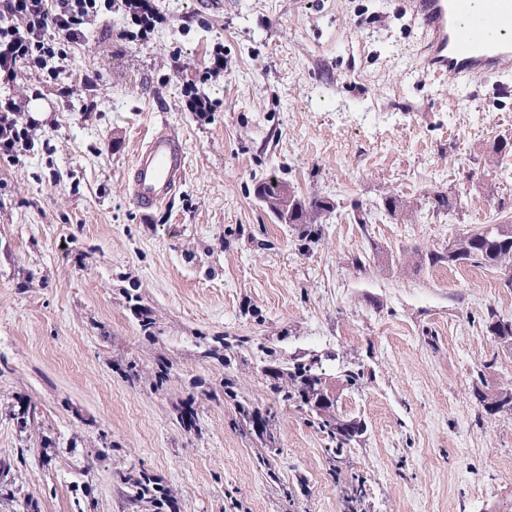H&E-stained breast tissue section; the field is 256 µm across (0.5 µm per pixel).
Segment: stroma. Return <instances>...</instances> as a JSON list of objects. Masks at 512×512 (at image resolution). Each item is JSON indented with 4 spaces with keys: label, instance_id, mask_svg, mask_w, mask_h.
Wrapping results in <instances>:
<instances>
[{
    "label": "stroma",
    "instance_id": "35a3bbf8",
    "mask_svg": "<svg viewBox=\"0 0 512 512\" xmlns=\"http://www.w3.org/2000/svg\"><path fill=\"white\" fill-rule=\"evenodd\" d=\"M151 5L29 81L39 144L0 159V512H512V412L473 396L512 385V288L428 261L512 224V72H427L405 0ZM161 124L186 177L141 210ZM271 177L332 203L316 236L257 200ZM303 364L363 428L340 455L270 390ZM186 169L182 139L162 124L135 156L128 180L132 200L144 210L162 205L183 182Z\"/></svg>",
    "mask_w": 512,
    "mask_h": 512
}]
</instances>
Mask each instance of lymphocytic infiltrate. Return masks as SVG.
<instances>
[{
    "instance_id": "obj_1",
    "label": "lymphocytic infiltrate",
    "mask_w": 512,
    "mask_h": 512,
    "mask_svg": "<svg viewBox=\"0 0 512 512\" xmlns=\"http://www.w3.org/2000/svg\"><path fill=\"white\" fill-rule=\"evenodd\" d=\"M115 6L145 24L152 18L148 0H0V159L19 161L35 147L30 126L20 120L24 81L58 80L69 46L84 42L92 20Z\"/></svg>"
}]
</instances>
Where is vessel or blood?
<instances>
[{
	"label": "vessel or blood",
	"mask_w": 512,
	"mask_h": 512,
	"mask_svg": "<svg viewBox=\"0 0 512 512\" xmlns=\"http://www.w3.org/2000/svg\"><path fill=\"white\" fill-rule=\"evenodd\" d=\"M425 33L427 67L452 77L512 70V0H406ZM187 169L182 139L168 126L152 131L135 156L131 198L149 210L167 202Z\"/></svg>",
	"instance_id": "b4317fda"
}]
</instances>
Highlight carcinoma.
Listing matches in <instances>:
<instances>
[{"mask_svg":"<svg viewBox=\"0 0 512 512\" xmlns=\"http://www.w3.org/2000/svg\"><path fill=\"white\" fill-rule=\"evenodd\" d=\"M286 187V183L276 178H269L257 185L261 190L260 198L263 200V205L271 213L281 211L287 206ZM326 211H328L327 202L314 199L302 207L300 213L292 219V223L316 224ZM428 261L470 263L474 266L500 270L512 269V224H488L479 230L460 236L448 249V253H432ZM294 378V386L291 389L285 390L276 382L271 384V389L282 395L285 401L293 400L319 410L323 409L320 402L325 399V394L320 375L312 372L309 366L298 365L295 367ZM475 395L487 412H500L504 409L512 411V389H499L490 393L478 389ZM320 428L328 431L329 437L336 442V447L331 449L333 453L342 452L344 446L359 433V425L340 419L333 422L322 421Z\"/></svg>","mask_w":512,"mask_h":512,"instance_id":"1","label":"carcinoma"}]
</instances>
